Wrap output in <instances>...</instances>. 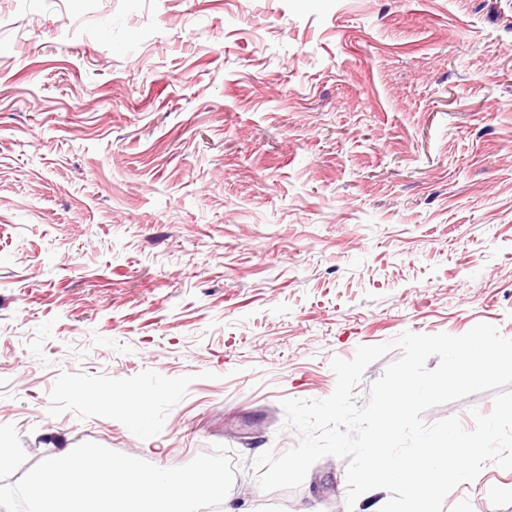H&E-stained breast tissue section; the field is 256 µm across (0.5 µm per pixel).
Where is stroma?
<instances>
[{
    "mask_svg": "<svg viewBox=\"0 0 512 512\" xmlns=\"http://www.w3.org/2000/svg\"><path fill=\"white\" fill-rule=\"evenodd\" d=\"M479 323L512 338V0H0V485L149 435L161 468L225 445L233 512H380L332 456L259 489L282 400ZM505 485L443 512H512ZM85 398L97 402L112 414H119L125 418H135L144 414L137 404L136 400H133L126 394L114 395V393H88Z\"/></svg>",
    "mask_w": 512,
    "mask_h": 512,
    "instance_id": "1",
    "label": "stroma"
}]
</instances>
